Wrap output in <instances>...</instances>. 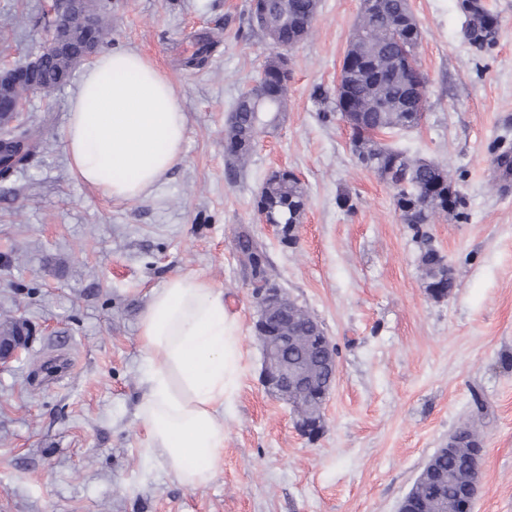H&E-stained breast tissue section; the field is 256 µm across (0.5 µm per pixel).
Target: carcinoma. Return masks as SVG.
<instances>
[{
  "label": "carcinoma",
  "mask_w": 512,
  "mask_h": 512,
  "mask_svg": "<svg viewBox=\"0 0 512 512\" xmlns=\"http://www.w3.org/2000/svg\"><path fill=\"white\" fill-rule=\"evenodd\" d=\"M266 6L267 24L261 25L256 10H250V26L266 33L278 25L282 16L302 20L317 12L319 0H263ZM461 13V32L467 34L465 42L482 50L493 45L487 39V32L494 27L497 18L490 12L484 0H458ZM411 15L408 0H379V8L361 13L359 26L363 39L373 43L374 59L371 66L345 72L342 94L361 104L363 111L357 113L351 126V147L357 162L365 169L376 173L382 179H390L394 190V203L403 223L410 226L419 237L418 264L426 287L431 288L440 281L448 287H456L451 266L434 248L423 225L432 224L440 216H448V193L458 194L448 178L447 170L441 165L422 158H413L409 151L383 144L377 135L385 130H408L417 127L424 117V104L407 103L405 89V67L401 58V44H416L420 41V29L409 23ZM195 51L184 59V65L193 68L204 67L214 49L215 42L208 37H199ZM276 58L269 56L263 71L270 80L267 99L271 101V115L260 119L250 108L248 99L239 96L234 107L233 123L226 129L228 143L225 152L236 157L253 148L255 136L261 127L275 125L282 100L288 90V74L275 72ZM64 69L61 61L48 63L40 72L37 83L46 89L56 86L59 73ZM340 94V95H342ZM340 95H335L333 111L340 112ZM23 150L15 154L10 167L20 169L27 165L30 157L40 146L41 137L29 131L18 133ZM307 205V196L298 178L285 171L277 177H268L263 182L256 198L257 211L266 215L267 223L294 226L300 223ZM234 248L242 273L251 278L254 261L262 260L266 277H271L270 263L264 245L246 227L235 232ZM295 328L293 333L302 337L298 343L288 345V359L312 361L318 347L307 339L306 326L315 317L300 307L291 309ZM449 438L460 441V447L453 452L440 455L435 461V471L443 481L442 499L448 512H455L459 495L469 481L467 461L471 458V445L482 444L481 436L468 426L457 428Z\"/></svg>",
  "instance_id": "obj_1"
}]
</instances>
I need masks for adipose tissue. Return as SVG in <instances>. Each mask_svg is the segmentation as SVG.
Instances as JSON below:
<instances>
[{"label":"adipose tissue","mask_w":512,"mask_h":512,"mask_svg":"<svg viewBox=\"0 0 512 512\" xmlns=\"http://www.w3.org/2000/svg\"><path fill=\"white\" fill-rule=\"evenodd\" d=\"M186 132V114L166 75L137 52L119 49L83 71L64 148L80 181L103 197L126 201L151 194L182 161ZM239 334L223 290L194 274L167 278L151 291L140 316L142 452L193 489L209 484L223 464Z\"/></svg>","instance_id":"1"}]
</instances>
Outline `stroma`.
Masks as SVG:
<instances>
[{"mask_svg": "<svg viewBox=\"0 0 512 512\" xmlns=\"http://www.w3.org/2000/svg\"><path fill=\"white\" fill-rule=\"evenodd\" d=\"M249 5L99 0L112 29L103 51L153 61L187 117L184 158L150 196L115 202L74 176L63 134L78 79L29 97L26 123L50 135L0 181V323L19 320L30 336L22 359L0 370V512H397L465 422L485 447L473 512H512V175L497 166L512 153V0H488L498 30L482 52L462 39L457 0H410L424 118L380 140L445 166L459 192L454 213L425 227L457 280L440 301L391 188L358 164L349 128L321 117L361 0H319L309 34L288 52L277 125L244 161L225 153L227 118L272 52L250 27ZM45 8L0 0L1 60L21 66L42 50ZM200 35L217 46L204 68L185 67ZM283 167L308 196L292 244L255 208L267 174ZM341 194L351 207L338 205ZM242 225L337 349L316 440L261 382L256 290L233 244ZM186 273L222 289L241 327L224 465L198 489L145 459L136 417L139 315L151 289Z\"/></svg>", "mask_w": 512, "mask_h": 512, "instance_id": "stroma-1", "label": "stroma"}]
</instances>
